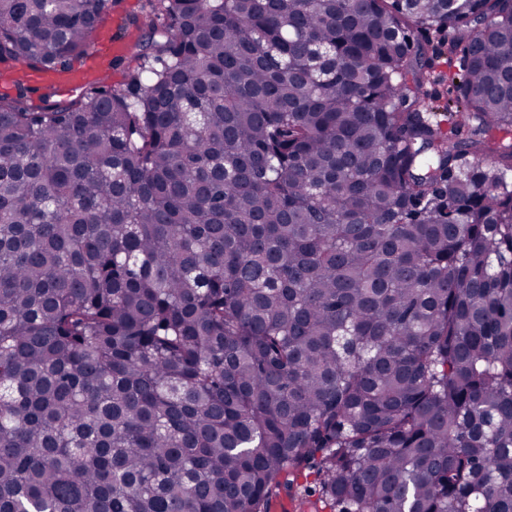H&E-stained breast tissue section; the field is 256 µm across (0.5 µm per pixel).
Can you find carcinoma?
<instances>
[{
    "label": "carcinoma",
    "instance_id": "obj_1",
    "mask_svg": "<svg viewBox=\"0 0 512 512\" xmlns=\"http://www.w3.org/2000/svg\"><path fill=\"white\" fill-rule=\"evenodd\" d=\"M110 9L0 0V512H512L509 0H143L32 106ZM142 0H120V3L114 8V11L112 9L110 15L100 23V25L97 28V31L93 37V39L90 41V44L85 52V55L81 59V61L75 66L82 64L87 57L100 54L104 51V44L101 42L102 36L104 35L105 38L112 41H122L125 43V45L121 46L119 49L121 51H125L127 48L126 44H134V41L136 40V33L130 32L123 40H116L114 39L116 32L118 31V28H116L117 20L124 17L128 14H134L137 13L140 10ZM120 55H123L124 62L119 67H113L110 70L111 80L107 84L113 85H120L123 84L126 80V75L128 71L136 68L140 61L138 60L137 51L135 48H133L130 51L121 53Z\"/></svg>",
    "mask_w": 512,
    "mask_h": 512
}]
</instances>
